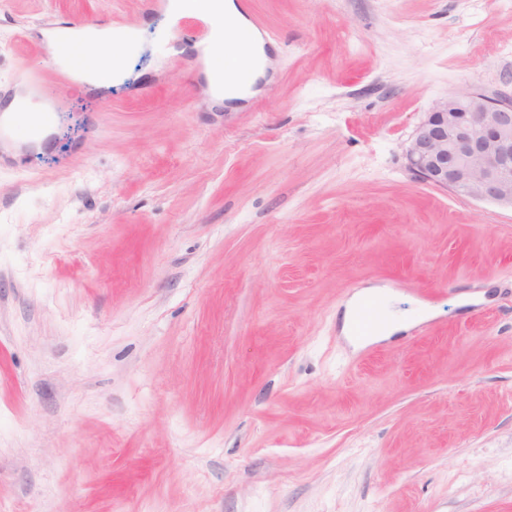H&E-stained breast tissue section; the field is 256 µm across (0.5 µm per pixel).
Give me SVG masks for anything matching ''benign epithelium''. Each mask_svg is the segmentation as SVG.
<instances>
[{"label": "benign epithelium", "mask_w": 512, "mask_h": 512, "mask_svg": "<svg viewBox=\"0 0 512 512\" xmlns=\"http://www.w3.org/2000/svg\"><path fill=\"white\" fill-rule=\"evenodd\" d=\"M406 157L424 183L512 208V97L448 95L425 113Z\"/></svg>", "instance_id": "1"}]
</instances>
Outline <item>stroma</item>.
<instances>
[{
  "label": "stroma",
  "instance_id": "stroma-1",
  "mask_svg": "<svg viewBox=\"0 0 512 512\" xmlns=\"http://www.w3.org/2000/svg\"><path fill=\"white\" fill-rule=\"evenodd\" d=\"M253 7L271 66L216 100L210 19L161 53L140 0H0V111L47 21L133 43L0 165V512H512V209L406 159L512 96V0ZM363 289L408 329L348 340Z\"/></svg>",
  "mask_w": 512,
  "mask_h": 512
}]
</instances>
